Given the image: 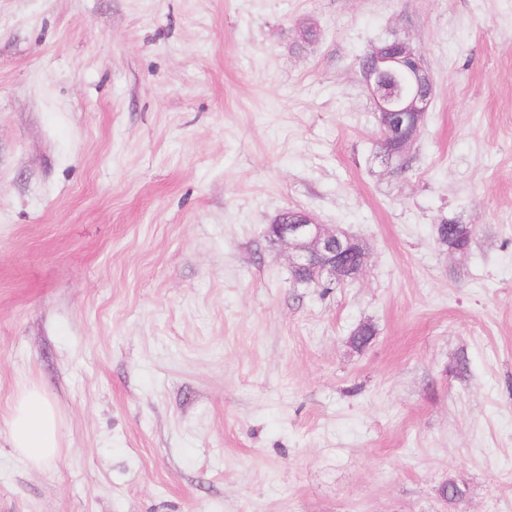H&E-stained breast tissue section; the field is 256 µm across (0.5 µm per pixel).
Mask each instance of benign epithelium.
Masks as SVG:
<instances>
[{
    "instance_id": "obj_1",
    "label": "benign epithelium",
    "mask_w": 512,
    "mask_h": 512,
    "mask_svg": "<svg viewBox=\"0 0 512 512\" xmlns=\"http://www.w3.org/2000/svg\"><path fill=\"white\" fill-rule=\"evenodd\" d=\"M362 81L374 103L380 133V157L386 166L403 168L433 101V85L422 56L405 40L387 39L359 62ZM274 244L290 250L293 270L313 281L345 284L356 279L367 252L350 234L317 222L308 212L285 224H271Z\"/></svg>"
}]
</instances>
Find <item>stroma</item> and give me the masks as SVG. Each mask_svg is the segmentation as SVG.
I'll use <instances>...</instances> for the list:
<instances>
[{"label":"stroma","instance_id":"stroma-1","mask_svg":"<svg viewBox=\"0 0 512 512\" xmlns=\"http://www.w3.org/2000/svg\"><path fill=\"white\" fill-rule=\"evenodd\" d=\"M394 37L402 173L358 66ZM288 209L362 274L294 285ZM0 512H512V0H0ZM359 69L375 107L380 157L402 169L433 101L427 66L409 42L393 38L375 45ZM438 233L442 234L447 230L448 238L438 239L440 243L446 245L450 251H468L474 237V228L468 224H458L452 221H441ZM9 437L18 455L33 467L58 456V430L53 407L38 387H28L13 399L8 421Z\"/></svg>","mask_w":512,"mask_h":512}]
</instances>
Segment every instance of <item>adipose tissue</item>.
Instances as JSON below:
<instances>
[{"instance_id": "obj_1", "label": "adipose tissue", "mask_w": 512, "mask_h": 512, "mask_svg": "<svg viewBox=\"0 0 512 512\" xmlns=\"http://www.w3.org/2000/svg\"><path fill=\"white\" fill-rule=\"evenodd\" d=\"M8 430L13 448L29 465L40 467L57 457L59 442L54 410L40 388L28 387L15 396Z\"/></svg>"}]
</instances>
